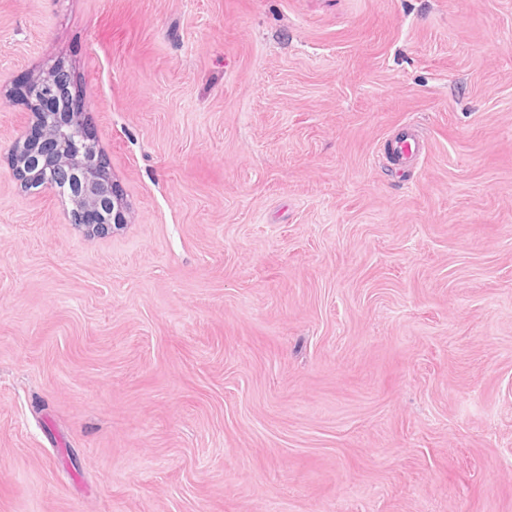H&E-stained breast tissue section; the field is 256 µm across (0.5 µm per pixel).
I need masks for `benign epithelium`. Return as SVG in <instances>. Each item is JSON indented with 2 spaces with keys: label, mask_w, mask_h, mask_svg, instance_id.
Wrapping results in <instances>:
<instances>
[{
  "label": "benign epithelium",
  "mask_w": 512,
  "mask_h": 512,
  "mask_svg": "<svg viewBox=\"0 0 512 512\" xmlns=\"http://www.w3.org/2000/svg\"><path fill=\"white\" fill-rule=\"evenodd\" d=\"M23 92L29 105L43 111L38 113V131L25 125L12 145L11 163L22 186L31 189L40 183L56 191L72 185L73 210L81 211L79 226L89 235H105L124 223L123 196L111 179L98 141L81 124V113L44 107L55 95L40 79L25 85Z\"/></svg>",
  "instance_id": "7a95c632"
}]
</instances>
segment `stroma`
<instances>
[{
  "instance_id": "1",
  "label": "stroma",
  "mask_w": 512,
  "mask_h": 512,
  "mask_svg": "<svg viewBox=\"0 0 512 512\" xmlns=\"http://www.w3.org/2000/svg\"><path fill=\"white\" fill-rule=\"evenodd\" d=\"M0 512H512V0H0ZM30 106L42 107L38 112V131L25 125L12 145L11 163L25 189H32L46 173L39 188L57 191L63 185H72V211H82L76 224L89 235H105L116 225L124 224L126 204L112 181L108 163L98 149L96 137L85 127L80 102L72 90L64 107L72 113L54 110L53 90L37 79L23 88ZM52 103L50 108L43 107ZM80 125H74V122ZM58 171L53 177L52 171ZM49 171V175H47ZM61 177H64L62 180ZM68 183V184H67ZM112 211V224L104 221V213ZM393 157L392 164L398 167L409 166L426 152V142L413 127H407L388 144Z\"/></svg>"
}]
</instances>
